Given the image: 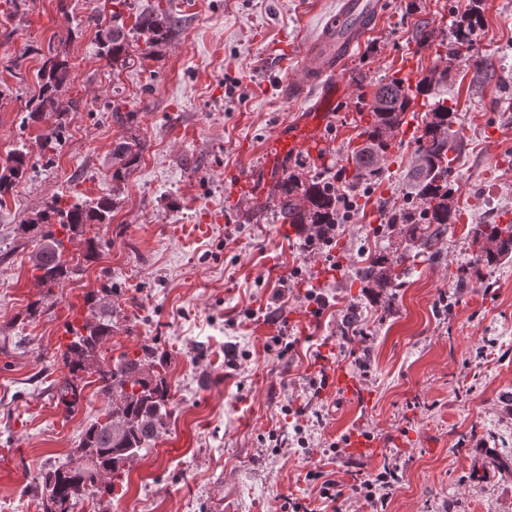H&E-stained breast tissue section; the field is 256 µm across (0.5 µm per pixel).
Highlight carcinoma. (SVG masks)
<instances>
[{
  "label": "carcinoma",
  "instance_id": "carcinoma-1",
  "mask_svg": "<svg viewBox=\"0 0 512 512\" xmlns=\"http://www.w3.org/2000/svg\"><path fill=\"white\" fill-rule=\"evenodd\" d=\"M115 9L110 16L103 13L91 17L97 29L101 56L107 64L117 63L128 51L130 36L144 35L150 44L166 40L173 30V20L168 10L158 3L139 8L134 24L125 29L120 24L121 10L132 7L131 0H111ZM70 64L65 59H48L38 73V94L28 103V119L38 121L47 112L62 117L74 108L73 100H64L59 91L69 79ZM431 84L420 80L410 89L403 78H392L378 84L367 104L372 122L363 128L364 143L352 150L354 170L352 175L341 173L350 190L368 186L382 178L378 163L392 144V137L385 135V128H400L405 114L420 95H427ZM421 135L416 139L417 165L412 171L416 197L407 201L390 218L392 224L407 225L406 232L412 240L425 244L434 239L440 229L455 221L457 209L448 187V172L453 150L452 126L455 112L444 104H434L428 111ZM141 146L135 139H124L112 149V157L121 167L112 177L136 164ZM32 168L29 153L16 149L0 164V198L15 184L22 181ZM302 189L303 200L295 199L296 189ZM274 208L284 224L309 226L326 231L338 224L340 203L336 199V178L316 177L301 186L292 176L284 178L278 202ZM112 200L98 197L92 200L68 202L61 197L52 199L28 223L21 225L30 234L36 249L30 256L31 268L44 298L54 296V289L69 279V261L89 263L99 259L103 243L97 235H88L98 224L111 220ZM83 237L84 249L79 257H67V244L75 237ZM472 263L476 270L491 266L512 254V224H478L472 235ZM384 258L370 257L358 271L362 281L380 284L389 279L385 273ZM112 284L84 295L88 315L105 307V300L112 296ZM72 340L59 353L70 373L85 371L97 375L99 390L107 397V404L95 422L85 428L78 453L88 461L86 465L57 468L42 475V493L38 502L39 512H69L71 501L87 494L112 492L115 480L125 473L126 464L138 453L147 450L165 431V419L171 404L170 388L160 368L164 358L150 348L135 358L122 353L110 366L100 361L103 345L112 338V324L89 320L71 329ZM82 387L72 379L65 380L58 389L57 404L70 412L78 404Z\"/></svg>",
  "mask_w": 512,
  "mask_h": 512
}]
</instances>
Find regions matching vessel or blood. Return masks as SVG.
Here are the masks:
<instances>
[{"mask_svg":"<svg viewBox=\"0 0 512 512\" xmlns=\"http://www.w3.org/2000/svg\"><path fill=\"white\" fill-rule=\"evenodd\" d=\"M383 0H340V7L320 38L327 51H313L307 61L306 82L320 91L318 100L304 108L299 130L279 137L274 150L277 155L308 152L318 156L323 145V130L338 102L347 94L346 86L337 79L355 45L361 44L374 20L382 13ZM332 386L339 396L358 398L362 390L356 380L343 368L331 375Z\"/></svg>","mask_w":512,"mask_h":512,"instance_id":"vessel-or-blood-1","label":"vessel or blood"}]
</instances>
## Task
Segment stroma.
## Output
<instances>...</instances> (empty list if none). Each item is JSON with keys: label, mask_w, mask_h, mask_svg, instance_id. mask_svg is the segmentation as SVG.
Wrapping results in <instances>:
<instances>
[{"label": "stroma", "mask_w": 512, "mask_h": 512, "mask_svg": "<svg viewBox=\"0 0 512 512\" xmlns=\"http://www.w3.org/2000/svg\"><path fill=\"white\" fill-rule=\"evenodd\" d=\"M105 2L28 0L15 15L0 0V59H24L22 78L5 76L0 94V161L21 147L50 159L0 200V503L32 512L39 475L78 464L83 431L106 398L88 385L66 413L56 392L69 371L52 357L68 342L61 319L86 317L84 294L108 282L103 354L164 352L173 405L164 433L114 491L83 495L69 512H224L229 499L234 512H281L288 497L320 512L306 479L315 465L344 487L340 512H372L351 487L387 467L400 481L383 512H512V261L470 267L475 225L512 224V0H482L470 35L479 68L445 50L470 0H385L339 73L350 95L325 128V160L291 154L278 167L303 181L340 173L363 142L379 81L413 85L444 71L428 100L456 111L448 183L461 211L426 245L389 221L414 191L427 112L419 104L383 178L332 245L312 252L306 230L274 217L276 191L231 190L224 172L259 173L269 145L313 101L304 65L338 0H161L177 21L171 37L135 39L115 65L100 56L88 20ZM52 55L69 61L61 95L78 105L25 123ZM61 119L65 139L45 144ZM131 136L141 159L113 178L112 149ZM74 190L112 199V221L97 227L100 258L46 300L21 226ZM375 255L395 271L389 283L356 277ZM311 288L327 301L318 317L305 298ZM283 328L296 344L280 360L266 345ZM319 353L348 369L363 399L314 393ZM355 434L378 441L377 454L331 451Z\"/></svg>", "instance_id": "1"}]
</instances>
